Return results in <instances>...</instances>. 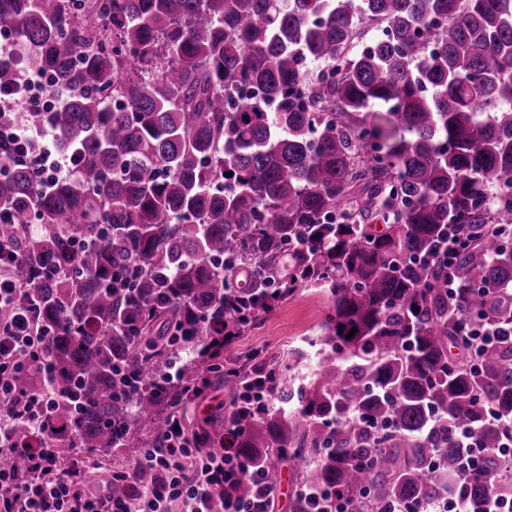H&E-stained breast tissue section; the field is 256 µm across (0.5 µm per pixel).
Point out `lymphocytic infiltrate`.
Instances as JSON below:
<instances>
[{
  "instance_id": "1",
  "label": "lymphocytic infiltrate",
  "mask_w": 512,
  "mask_h": 512,
  "mask_svg": "<svg viewBox=\"0 0 512 512\" xmlns=\"http://www.w3.org/2000/svg\"><path fill=\"white\" fill-rule=\"evenodd\" d=\"M51 76L37 68L26 70L17 86L0 91V160L28 168L43 184L72 176L76 161L60 150L49 130L34 131L24 112H45L58 103ZM18 260L15 249L0 247V310L12 317L0 322V457L10 455V429L16 420H41L52 399L49 389H18L16 375L36 364L46 340L33 306L23 305V288L12 277ZM161 448L141 451L133 468L114 471L117 479H130L134 468L148 467L156 475L154 486L127 498L113 497L110 488L93 479L97 462L62 466L39 450L29 454L27 473L0 468V512H212L215 489L233 488L241 479L255 487L250 501L228 497L224 512H272L275 488L262 473L247 468L231 450L199 455L187 444L180 418H173Z\"/></svg>"
}]
</instances>
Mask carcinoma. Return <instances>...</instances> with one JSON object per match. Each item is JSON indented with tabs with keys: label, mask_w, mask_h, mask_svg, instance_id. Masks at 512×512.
<instances>
[{
	"label": "carcinoma",
	"mask_w": 512,
	"mask_h": 512,
	"mask_svg": "<svg viewBox=\"0 0 512 512\" xmlns=\"http://www.w3.org/2000/svg\"><path fill=\"white\" fill-rule=\"evenodd\" d=\"M0 34L65 91L26 122L79 170L0 178V244L50 331L17 384L56 398L50 426L13 429L10 469L32 443L63 463L161 448L221 365L224 447L271 480L295 462L290 512L308 489L349 512L512 498V426L485 415H512V0H0ZM20 75L0 62V89ZM305 288L329 313L282 412L251 393L293 378L224 351ZM455 442L460 448H465L467 454L466 468H474L481 465L485 455L477 434L472 429H459L455 433Z\"/></svg>",
	"instance_id": "carcinoma-1"
}]
</instances>
